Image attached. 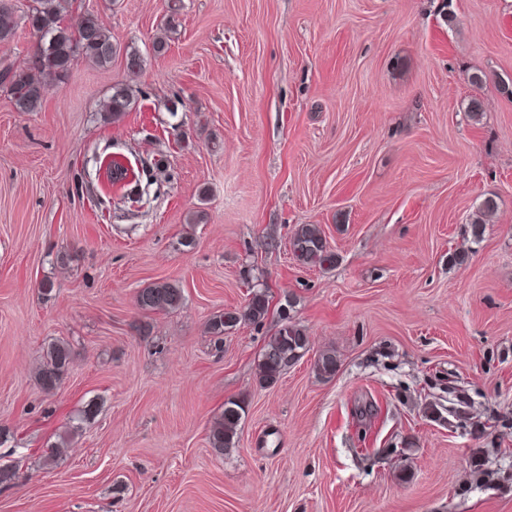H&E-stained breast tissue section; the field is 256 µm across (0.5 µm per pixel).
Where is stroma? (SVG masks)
I'll use <instances>...</instances> for the list:
<instances>
[{
    "instance_id": "35a3bbf8",
    "label": "stroma",
    "mask_w": 512,
    "mask_h": 512,
    "mask_svg": "<svg viewBox=\"0 0 512 512\" xmlns=\"http://www.w3.org/2000/svg\"><path fill=\"white\" fill-rule=\"evenodd\" d=\"M90 15L111 64L75 61L36 112L0 92V512H512V0H73L66 22ZM117 87L136 103L115 122ZM97 153L143 169L133 215L89 200ZM301 224L334 268L293 259ZM159 282L182 306L142 314ZM257 288L263 323L215 345L210 319ZM289 297L309 350L263 387ZM71 364V348L65 341L51 343L44 354V361L38 370V381L46 392L56 390ZM245 415L243 400H228L224 403V411L209 435L212 448L222 452L235 447L238 441V428Z\"/></svg>"
}]
</instances>
